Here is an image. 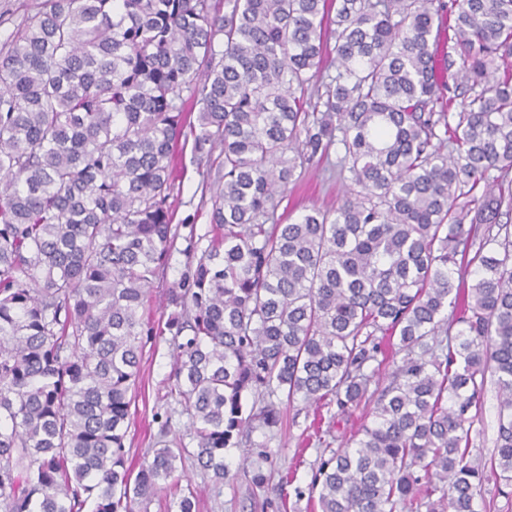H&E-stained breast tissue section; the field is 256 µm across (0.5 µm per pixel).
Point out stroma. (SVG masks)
<instances>
[{
	"label": "stroma",
	"mask_w": 512,
	"mask_h": 512,
	"mask_svg": "<svg viewBox=\"0 0 512 512\" xmlns=\"http://www.w3.org/2000/svg\"><path fill=\"white\" fill-rule=\"evenodd\" d=\"M340 156V150L334 149L327 158L297 168L298 179L289 185L275 214L277 223H287L292 211L312 207L332 210L343 202L349 182L339 173ZM177 162L178 175L169 198L174 212L173 244L143 308L146 325L157 328L158 333L146 339L140 378L130 406L125 446L129 457L136 461L151 456L162 437L174 448L195 445L186 416L169 394L174 373L173 350L161 330L170 313V290L181 287L212 237L210 185L217 176L218 162L199 158L189 136L179 141ZM312 418V409L285 408L280 426L259 428L250 434L248 451L227 449L225 462L234 478L225 482L222 489H215L209 475L193 461H185L178 474L181 479L191 480L196 488L199 512H280L284 506L294 512H306L321 454L320 449L300 447L310 433ZM255 471L267 477L266 489H254L251 474Z\"/></svg>",
	"instance_id": "obj_1"
}]
</instances>
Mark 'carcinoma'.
Here are the masks:
<instances>
[{"label":"carcinoma","mask_w":512,"mask_h":512,"mask_svg":"<svg viewBox=\"0 0 512 512\" xmlns=\"http://www.w3.org/2000/svg\"><path fill=\"white\" fill-rule=\"evenodd\" d=\"M331 25L336 76L308 104ZM506 53L512 0H45L0 47V512H197L176 462L222 486L224 451L297 402L372 415L316 432L318 512H477L488 477L511 487ZM187 131L222 173L166 322L196 447L135 473L139 311ZM335 144L349 196L268 223ZM496 393L494 385L488 383L483 396L480 410L477 413L474 428L483 430V438L476 441L472 448L473 455L481 456L483 460L489 461L494 447V440L497 431V409Z\"/></svg>","instance_id":"cac0c4a2"}]
</instances>
